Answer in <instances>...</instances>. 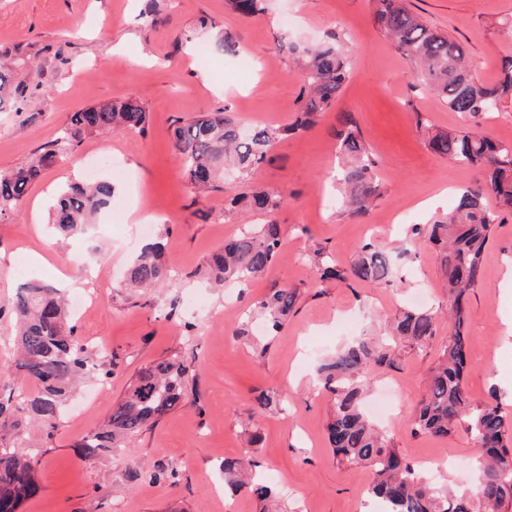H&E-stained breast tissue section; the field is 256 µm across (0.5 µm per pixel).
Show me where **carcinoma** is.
<instances>
[{"mask_svg": "<svg viewBox=\"0 0 512 512\" xmlns=\"http://www.w3.org/2000/svg\"><path fill=\"white\" fill-rule=\"evenodd\" d=\"M228 2L233 11L247 18L263 12L261 0ZM372 3L375 24L396 51L416 66L422 82L448 110L476 118L512 101V53L501 57L493 82H481L468 67L463 44L428 25L408 8L406 0ZM343 44L342 35L334 32L319 46L290 42L278 45L304 73L298 115L286 127L254 126L245 131L226 109L200 112L178 121L174 145L184 157L191 188L198 192L224 189V168L246 176L267 160L280 138L312 126L315 118L335 103L349 77ZM15 81L16 77L0 72V109L11 104L19 90ZM147 129L148 112L137 97L72 113L57 137L40 146L31 161L14 170L0 171V217L18 211L30 184L73 152L86 136L116 131L144 134ZM336 139L344 159L337 181L345 207L363 218L381 197L376 161L349 116L342 117ZM428 146L454 164L481 169L483 178L474 186L459 189L451 212L424 226L411 227V241L426 242L440 253L451 298L450 331L441 344L426 391L417 401L411 426L414 433L433 437H446L459 427L465 430L482 458L478 503H473L467 493H451L424 476L362 409L371 366L394 368L405 349L423 347L434 339L438 315L431 308L400 310L385 341L357 336L320 364V379L333 395L328 441L338 463L370 469L368 493L385 504V512H460L463 508L467 512H502L504 504L512 505V434L498 406L478 403L467 391L466 301L481 282L485 249L494 225L504 223L503 213L512 214V143L497 142L465 128L436 133L429 138ZM487 191L498 203L495 212L483 204ZM113 196L114 188L108 182L70 186L53 201L51 223L65 236L82 234ZM282 202L281 193L267 189L236 194L230 199L231 207L267 215L269 220L242 231L198 270L212 287L222 288L227 283L245 286L269 272L281 248L280 230L270 215ZM164 250L160 239L145 244L128 266L122 287L143 291L161 287L169 278ZM323 259L320 249L309 257L323 280L382 286L390 284L394 272L390 254L372 243L362 246L348 270L326 266ZM297 300L296 289L281 288L260 299L256 307L267 318L269 330L276 332L294 312ZM8 306L17 317L15 370L22 385L6 401H0V512H18L20 504L38 490L34 472L40 464L39 452L25 450L27 444L20 440V431L27 424L55 429L74 386L93 370L98 377L107 378L112 368L104 361L93 362L87 348L74 336L62 289L31 279L16 289ZM194 377L176 353L139 371L104 424L78 441L81 455L96 457L182 407ZM249 454L246 450L240 457L224 458V485L236 492L246 489L262 502L274 501L270 486L243 479Z\"/></svg>", "mask_w": 512, "mask_h": 512, "instance_id": "obj_1", "label": "carcinoma"}]
</instances>
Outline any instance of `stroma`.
<instances>
[{
    "mask_svg": "<svg viewBox=\"0 0 512 512\" xmlns=\"http://www.w3.org/2000/svg\"><path fill=\"white\" fill-rule=\"evenodd\" d=\"M263 6L259 18L247 19L226 0H0V70L24 84L16 107L0 111V170L27 164L79 109L136 96L149 114L146 134L85 138L30 185L17 214L0 218V301L31 277L58 283L67 276L87 291L86 267L65 262L71 251L98 255L113 281L91 298L86 314L73 318L80 342L111 363V390L96 406L64 416L54 431L38 432L39 491L19 512H114L119 503L124 512H263L248 491L227 499L212 493L221 461L247 446L286 512H363L371 473L337 465L327 439L332 397L317 367L350 336H379L386 317L418 305L437 311L439 339L406 351L398 367L373 370L372 397L393 383L402 389L378 422L425 475L453 491L477 487L480 459L464 432L417 436L410 425L439 340L448 334L449 302L435 250L407 244L406 237L411 225L452 210L456 190L482 177L432 152L429 133L469 128L512 142V104L477 120L448 111L376 26L371 0H263ZM409 6L465 45L481 80H493L501 56L512 52V38L498 25L512 13V0H410ZM147 8L154 22L144 17ZM332 32L345 33L351 68L335 104L302 134L276 143L248 178L230 173L223 190L190 193L173 144L177 122L226 109L247 128L288 126L301 76L277 41L312 44ZM223 36L236 54L218 49ZM345 113L378 162L383 195L365 220L336 201L330 181ZM99 179L112 182L123 209L104 212L88 236L53 237L48 209L57 191ZM253 188L285 197L274 215L281 256L249 287L201 286L195 273L206 260L245 225L263 223V216L229 205L234 194ZM138 207L147 211L152 233H165L164 259L173 270L172 280L147 296L120 286L147 240L132 219ZM368 241L394 253L400 281L325 283L302 260L321 248L346 270ZM511 263L512 218L496 226L483 279L468 296L466 385L475 401L497 400L512 420V334L505 325L512 285L503 281ZM283 287L298 290L297 311L273 334L249 313ZM175 352L195 373L186 405L122 447L85 459L76 442L108 416L140 368ZM268 390L280 393L284 410L255 415L256 397ZM160 469L175 471L176 481L156 479Z\"/></svg>",
    "mask_w": 512,
    "mask_h": 512,
    "instance_id": "1",
    "label": "stroma"
}]
</instances>
